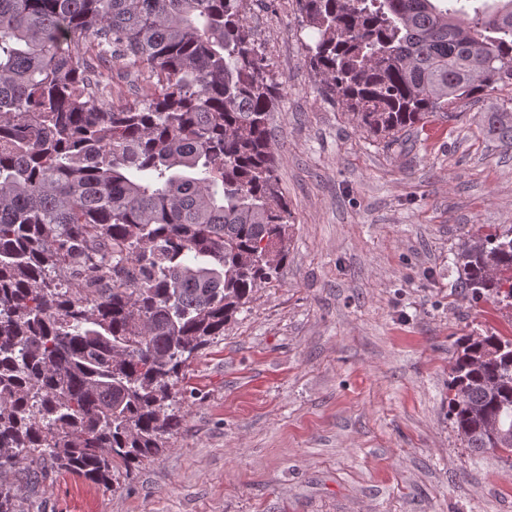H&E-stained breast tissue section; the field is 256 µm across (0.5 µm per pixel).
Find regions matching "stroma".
<instances>
[{
    "label": "stroma",
    "instance_id": "35a3bbf8",
    "mask_svg": "<svg viewBox=\"0 0 512 512\" xmlns=\"http://www.w3.org/2000/svg\"><path fill=\"white\" fill-rule=\"evenodd\" d=\"M245 15L285 84L269 121L285 263L184 368L161 454L110 489L7 481L41 512H512V465L448 415L457 340L512 336V308L472 302L454 265L464 238L512 227V148L478 124L503 92L390 146L321 96L295 5Z\"/></svg>",
    "mask_w": 512,
    "mask_h": 512
}]
</instances>
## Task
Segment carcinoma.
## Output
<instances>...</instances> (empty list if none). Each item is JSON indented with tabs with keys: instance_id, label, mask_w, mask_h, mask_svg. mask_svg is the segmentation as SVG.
<instances>
[{
	"instance_id": "carcinoma-1",
	"label": "carcinoma",
	"mask_w": 512,
	"mask_h": 512,
	"mask_svg": "<svg viewBox=\"0 0 512 512\" xmlns=\"http://www.w3.org/2000/svg\"><path fill=\"white\" fill-rule=\"evenodd\" d=\"M244 2L0 0V474L110 488L158 455L186 363L285 262L268 131L283 84ZM295 2L309 66L368 136L512 92V0ZM93 55L146 94L114 102ZM481 123L512 147V95ZM454 264L473 300L512 308L511 227ZM448 390L471 450L512 431V338H460ZM0 512H24L4 480Z\"/></svg>"
}]
</instances>
